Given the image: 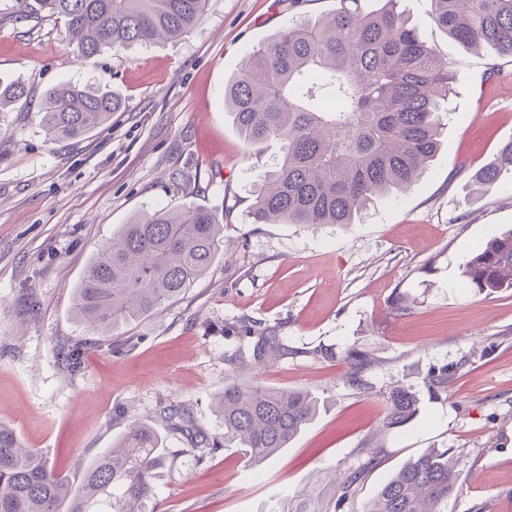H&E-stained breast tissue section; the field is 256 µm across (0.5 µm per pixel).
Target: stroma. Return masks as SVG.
Returning a JSON list of instances; mask_svg holds the SVG:
<instances>
[{
	"label": "stroma",
	"instance_id": "stroma-1",
	"mask_svg": "<svg viewBox=\"0 0 512 512\" xmlns=\"http://www.w3.org/2000/svg\"><path fill=\"white\" fill-rule=\"evenodd\" d=\"M336 0H209L186 35L81 62L64 19H18L0 0V83L28 99L0 110V420L79 484L132 416L174 404L207 436L222 434L215 399L246 379L311 391L315 419L288 448L249 462L236 448L201 453L164 431L166 458L145 512H276L361 477L336 512H362L386 480L430 448L448 450L459 491L443 512H512V288L468 287L465 261L512 229V167L476 193L472 174L512 139V59L471 52L432 19V0H400L420 38L458 77L441 148L411 189L374 199L354 224H252L258 176L280 146L240 138L224 84L246 56ZM91 84L125 107L99 132L48 140L44 93ZM194 203L224 214L211 269L181 299L88 350L79 374L58 350L82 340L73 290L97 251L142 212ZM275 330L286 353L251 367L241 320ZM133 340L132 350L112 344ZM367 357L362 369L349 349ZM365 382L357 389L352 373ZM447 375L444 386L436 376ZM416 411L386 426L393 388ZM378 457L368 466L370 457Z\"/></svg>",
	"mask_w": 512,
	"mask_h": 512
}]
</instances>
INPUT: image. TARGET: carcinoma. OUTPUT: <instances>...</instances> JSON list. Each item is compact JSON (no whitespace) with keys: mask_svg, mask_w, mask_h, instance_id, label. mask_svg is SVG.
Here are the masks:
<instances>
[{"mask_svg":"<svg viewBox=\"0 0 512 512\" xmlns=\"http://www.w3.org/2000/svg\"><path fill=\"white\" fill-rule=\"evenodd\" d=\"M336 0L314 21L288 26L254 49L225 83L224 105L244 142L276 139L282 155L260 184L248 211L252 224L354 223L376 197L407 192L440 148L441 101L456 74L419 37L398 9L399 0ZM433 21L460 45L490 46L512 58V0H433ZM27 19L40 12L65 20L90 59L106 49H128L190 31L207 0H17ZM27 96L21 84L0 85V109ZM122 109L112 92L93 85L61 84L39 105L42 127L53 141L101 129ZM512 166V139L473 176L493 185ZM224 242V216L192 205L159 209L121 226L96 254L74 288L73 314L96 337L179 300L205 275ZM474 288H512V229L492 237L464 264ZM258 364L283 350L275 331L254 329ZM92 342L58 353L68 372L80 371ZM387 425L406 422L414 396L394 388ZM224 447L239 448L254 463L288 447L319 409L307 391L231 384L217 397ZM172 429L195 445L219 447L189 426L177 405L163 410ZM164 456L161 435L134 419L110 451L88 463L79 486L57 473L40 449L26 447L0 422V512H141L153 495L152 476ZM458 488L448 452L430 449L394 474L362 512H440ZM279 512H331L319 492L281 506Z\"/></svg>","mask_w":512,"mask_h":512,"instance_id":"carcinoma-1","label":"carcinoma"}]
</instances>
